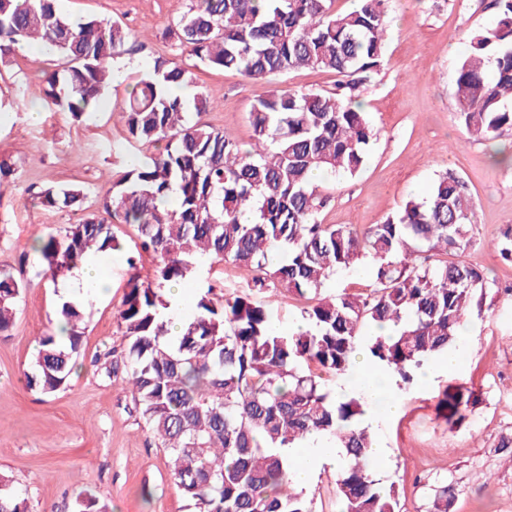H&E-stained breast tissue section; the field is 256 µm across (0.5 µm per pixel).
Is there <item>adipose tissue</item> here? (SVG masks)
I'll use <instances>...</instances> for the list:
<instances>
[{"mask_svg": "<svg viewBox=\"0 0 512 512\" xmlns=\"http://www.w3.org/2000/svg\"><path fill=\"white\" fill-rule=\"evenodd\" d=\"M364 392L369 397H383L384 403L370 408L364 422L374 426L385 417H391L400 409V390L394 375L373 365L366 355H358L349 377L336 389L337 395ZM281 456L289 467L292 485L296 490H309L316 474L324 464L336 461L340 449L334 448L321 435H310L298 448H284Z\"/></svg>", "mask_w": 512, "mask_h": 512, "instance_id": "obj_1", "label": "adipose tissue"}]
</instances>
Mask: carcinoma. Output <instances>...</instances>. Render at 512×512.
<instances>
[{
	"mask_svg": "<svg viewBox=\"0 0 512 512\" xmlns=\"http://www.w3.org/2000/svg\"><path fill=\"white\" fill-rule=\"evenodd\" d=\"M333 0H192L169 29L181 53L209 67L268 82L303 66L333 70L336 92L276 89L250 112L254 144L201 121L205 93L180 99L193 73L156 58L120 112L128 138L160 146L137 156L103 193L89 187L36 192L41 205L80 208L90 195L120 224L137 225L157 261L158 284L191 278L199 260L225 261L253 273L255 285L286 288L313 303L309 328L276 334L269 309L248 296L218 304L200 295L197 312L170 338L176 302L137 273L118 311L119 345L95 356L101 375L125 380L135 412L168 453L169 471L193 512H313L290 487L277 448L311 433L345 451L337 474L342 512H400L395 488L371 467L372 435L361 419L372 401L334 397L325 376L350 373L364 350L402 382L455 348L468 311L481 307L484 274L461 260L470 246L474 204L466 182L439 175L424 201L365 231L323 224L327 202L312 180L352 176L365 164L372 129L356 98L380 68L386 0H359L339 12ZM496 25L470 35L453 94L466 132L494 139L512 129V0H495ZM49 45L62 57L46 75V101L79 121L97 110L112 81V62L142 50L122 24L62 17L56 0H0V61L23 44ZM121 249L112 225L93 212L42 239L35 278L57 283L87 257ZM370 259L373 285L361 294L321 295L337 272ZM30 281L0 270V333L13 326ZM86 300L60 303L61 332L39 340L27 385L42 395L61 389L81 346ZM386 329L366 336L364 327ZM477 390L448 388L438 402L448 427L461 425ZM28 499L0 474V512H29Z\"/></svg>",
	"mask_w": 512,
	"mask_h": 512,
	"instance_id": "obj_1",
	"label": "carcinoma"
}]
</instances>
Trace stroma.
Here are the masks:
<instances>
[{
	"instance_id": "1",
	"label": "stroma",
	"mask_w": 512,
	"mask_h": 512,
	"mask_svg": "<svg viewBox=\"0 0 512 512\" xmlns=\"http://www.w3.org/2000/svg\"><path fill=\"white\" fill-rule=\"evenodd\" d=\"M188 0H62L60 14L122 23L145 46L138 58L152 63L176 57L167 28ZM388 30L380 69L358 101L374 132L363 168L318 186L329 197L325 224L364 230L381 223L411 198H426L438 177L453 172L468 183L475 205L474 238L463 260L480 269L489 286L481 310L466 318L469 336L458 350L457 372L416 377L402 388L401 409L376 431L393 452L381 472L394 485L401 512H430L438 487L454 492V512H512V455L499 442L512 437V263L498 245L512 232V166L494 165L495 147L512 148V130L497 142L471 138L457 118L452 95L468 33L495 26L492 0H388ZM59 56L17 49L0 61V164L15 179L0 184V269L31 273L36 238L76 223L80 211L43 207L30 186L82 185L100 190L138 154L118 117L130 83L111 84L96 112L74 120L51 111L44 78L60 70ZM194 80L213 104L203 121L229 133L242 147L253 141L249 112L265 87L238 72L197 65ZM39 120H31V109ZM121 250L103 252L107 293L91 292L81 325L82 343L67 385L43 397L26 387L41 336L52 332L62 297L57 287L32 283L17 302L15 322L0 334V473L26 493L34 512H74L92 498L107 512H192L173 485L166 454L134 411L121 382L102 379L95 355L118 344L117 314L132 271L152 278L156 260L139 247L136 225L113 223ZM184 306L245 294L269 304L283 328L301 322L307 298L287 289L255 286L251 273L224 261L197 267L185 281ZM472 387L481 397L467 420L451 428L437 412L448 385Z\"/></svg>"
}]
</instances>
